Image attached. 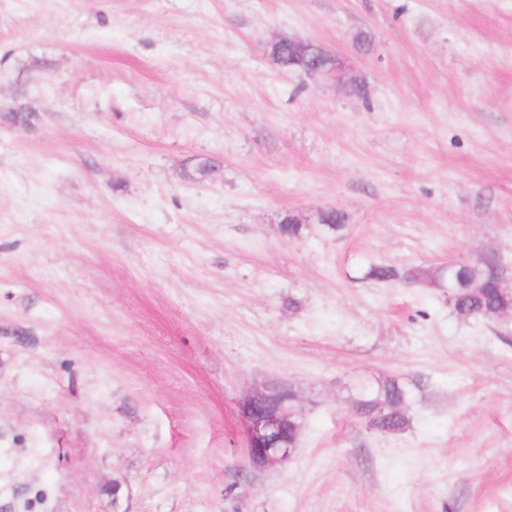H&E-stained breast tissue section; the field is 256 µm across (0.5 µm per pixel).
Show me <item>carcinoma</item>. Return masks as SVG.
Returning <instances> with one entry per match:
<instances>
[{
	"mask_svg": "<svg viewBox=\"0 0 512 512\" xmlns=\"http://www.w3.org/2000/svg\"><path fill=\"white\" fill-rule=\"evenodd\" d=\"M275 64L284 69L303 71L313 63L284 45L270 52ZM507 267L496 256H489L473 263L458 262L454 266L436 270L426 276V282L434 288L448 289V306L465 319H490L504 310H512V294L503 296ZM365 277L379 283H388L400 278L399 271L386 264L374 265L365 272ZM408 392L393 378L377 382L360 390L356 409L363 415L369 429L379 433L397 432L406 425L402 411Z\"/></svg>",
	"mask_w": 512,
	"mask_h": 512,
	"instance_id": "cac0c4a2",
	"label": "carcinoma"
}]
</instances>
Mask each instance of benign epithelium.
Masks as SVG:
<instances>
[{
  "mask_svg": "<svg viewBox=\"0 0 512 512\" xmlns=\"http://www.w3.org/2000/svg\"><path fill=\"white\" fill-rule=\"evenodd\" d=\"M329 65L305 72L312 80L340 79L345 62L328 54ZM294 398L286 387L261 385L240 404L239 413L245 424L246 453L249 467L263 472L285 465L294 453L281 431L288 426V417L295 414Z\"/></svg>",
  "mask_w": 512,
  "mask_h": 512,
  "instance_id": "1",
  "label": "benign epithelium"
}]
</instances>
